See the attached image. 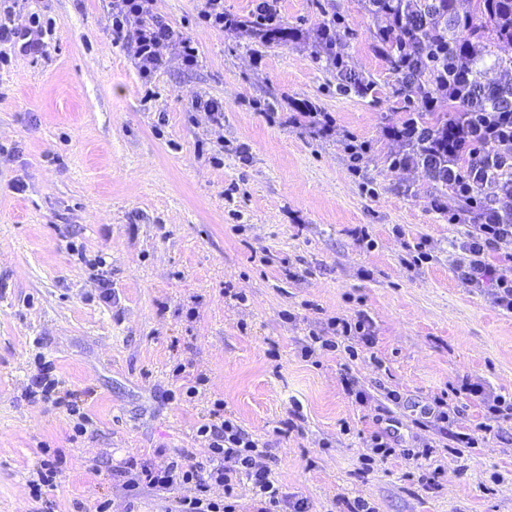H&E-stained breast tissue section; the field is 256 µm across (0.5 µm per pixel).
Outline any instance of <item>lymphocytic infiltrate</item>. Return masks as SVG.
<instances>
[{
    "label": "lymphocytic infiltrate",
    "mask_w": 512,
    "mask_h": 512,
    "mask_svg": "<svg viewBox=\"0 0 512 512\" xmlns=\"http://www.w3.org/2000/svg\"><path fill=\"white\" fill-rule=\"evenodd\" d=\"M280 0H259L250 20L226 14L224 0H201L199 18L213 30L247 31L267 37L282 23ZM156 0H108L107 12L115 38L126 39L133 48L142 78H151L167 62L179 56L186 67L196 66L199 50L193 36L174 29L156 12ZM134 30H127L128 20ZM338 16L325 19L317 29L319 56L335 71L340 91L367 95L372 82L348 67L346 46L336 34ZM51 30L39 14H30L26 24L15 21L11 8L0 11V67L11 61L12 49L26 54L45 52L44 40ZM442 44L432 41L426 57L405 54L400 61L404 112L387 127V138L400 145L390 155L391 167L422 170L434 183L430 207L456 227L453 247L458 256L453 272L466 288L490 289L494 303L512 312V102L504 103L495 86L482 85L474 72V54L462 49L452 54L447 69L433 70L431 91L416 83L421 60L438 61ZM464 101L465 109L449 113L445 122H429L430 114L444 104ZM197 435L205 455L196 462L170 461L155 467L128 459L129 487L152 489L175 486L192 493L176 500L164 512H236L234 490L249 481L259 508L257 512H309L306 498L285 492L271 479L268 469L256 466L258 454H269L260 442L230 418L201 424ZM224 489L223 499L210 495L212 486Z\"/></svg>",
    "instance_id": "lymphocytic-infiltrate-1"
}]
</instances>
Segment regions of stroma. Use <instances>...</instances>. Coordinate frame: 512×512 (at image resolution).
<instances>
[{
    "mask_svg": "<svg viewBox=\"0 0 512 512\" xmlns=\"http://www.w3.org/2000/svg\"><path fill=\"white\" fill-rule=\"evenodd\" d=\"M198 8L157 0L162 20L195 37L199 63L171 58L147 83L102 0L13 5L52 30L44 54L16 53L0 68V512H96L103 502L164 512L184 488L133 490L120 471L132 456L157 467L203 457L197 428L218 398L270 442L262 465L311 512H345L358 497L377 512H512V419L483 432L484 403L460 390L512 396V313L461 286L455 232L431 211V185L388 164L396 146L383 129L404 100L400 74L374 47L378 20L360 0H280L285 26L306 34L341 15L350 65L376 85L358 97L338 90L308 46L210 31ZM199 92L223 102V125L193 110ZM295 100L371 142L375 195L335 141L284 123ZM358 226L374 248L354 241ZM423 236L434 259L407 268L402 244ZM97 255L105 267L88 265ZM361 312L375 340L356 359L302 358L309 334L332 338L330 318ZM47 364L55 399H28ZM348 377L364 403L347 394ZM192 382L198 395L182 397ZM441 394L461 409L444 433L420 415ZM70 395L90 417L80 436L60 404ZM296 408L298 430L276 435ZM379 416L398 421L414 455L367 469L362 437ZM457 433L477 444L455 457ZM46 462L57 475L36 497L30 483ZM436 468V485H422Z\"/></svg>",
    "mask_w": 512,
    "mask_h": 512,
    "instance_id": "35a3bbf8",
    "label": "stroma"
}]
</instances>
